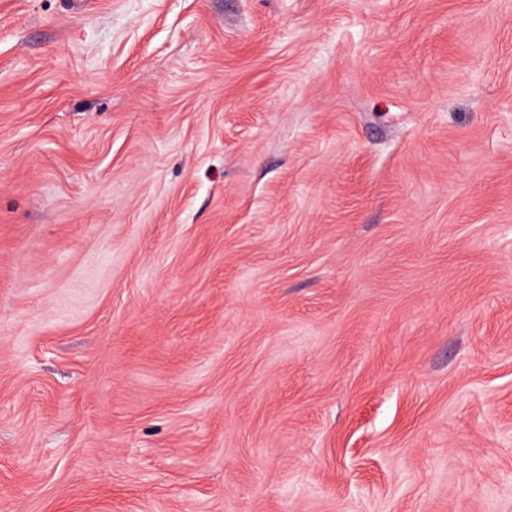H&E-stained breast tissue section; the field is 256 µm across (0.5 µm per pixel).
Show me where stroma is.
Instances as JSON below:
<instances>
[{"mask_svg": "<svg viewBox=\"0 0 512 512\" xmlns=\"http://www.w3.org/2000/svg\"><path fill=\"white\" fill-rule=\"evenodd\" d=\"M0 0V512H512V0Z\"/></svg>", "mask_w": 512, "mask_h": 512, "instance_id": "stroma-1", "label": "stroma"}]
</instances>
